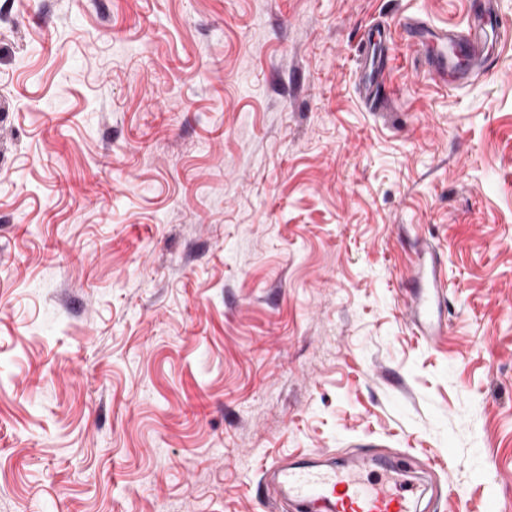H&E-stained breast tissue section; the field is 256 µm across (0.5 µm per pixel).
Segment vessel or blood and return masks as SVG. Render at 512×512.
I'll return each instance as SVG.
<instances>
[{"mask_svg":"<svg viewBox=\"0 0 512 512\" xmlns=\"http://www.w3.org/2000/svg\"><path fill=\"white\" fill-rule=\"evenodd\" d=\"M474 10L481 18L480 23L460 32L433 28L417 20L408 23L416 33V48L435 49L434 72L451 89L465 83L468 72L449 64V49H456L466 60L484 67L489 63L485 52L488 32H495L499 42L512 40V28L493 17L488 0H476ZM360 69L359 91L364 105L373 110L383 109L387 103L388 63L375 60L365 51L360 55ZM411 279L421 285L406 302L411 322L425 340H441L446 325L432 318L430 306L442 295L445 281L441 262L427 242H420L415 253ZM263 475L276 493L291 497L306 512H314L320 503L327 512H412L418 491L417 484L411 481L396 487L381 481L362 485L353 468L338 472L315 466L289 467L273 461L265 464Z\"/></svg>","mask_w":512,"mask_h":512,"instance_id":"1","label":"vessel or blood"}]
</instances>
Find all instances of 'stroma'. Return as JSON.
<instances>
[{
  "instance_id": "35a3bbf8",
  "label": "stroma",
  "mask_w": 512,
  "mask_h": 512,
  "mask_svg": "<svg viewBox=\"0 0 512 512\" xmlns=\"http://www.w3.org/2000/svg\"><path fill=\"white\" fill-rule=\"evenodd\" d=\"M409 18L470 2L0 0V512H269L317 455L512 506V48L451 90ZM389 65L387 60L376 62L368 49L360 54L359 91L364 105L370 109L382 110L386 106ZM411 280L426 285L405 302L411 322L419 336L430 342L439 341L446 333V324L441 318H432L430 306L443 294L445 281L441 262L425 241H420L415 253Z\"/></svg>"
}]
</instances>
